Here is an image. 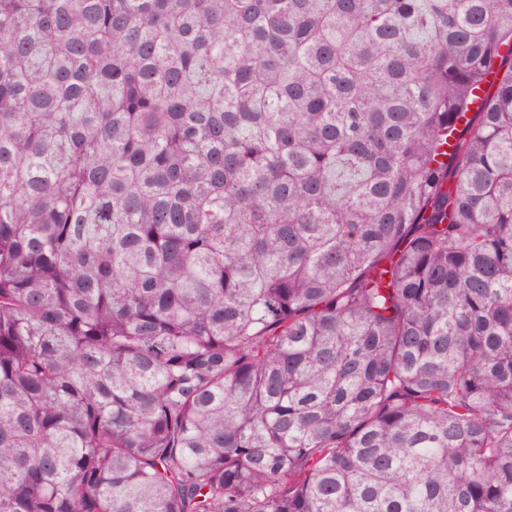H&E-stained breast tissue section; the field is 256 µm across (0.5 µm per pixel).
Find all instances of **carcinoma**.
<instances>
[{"label": "carcinoma", "instance_id": "obj_1", "mask_svg": "<svg viewBox=\"0 0 512 512\" xmlns=\"http://www.w3.org/2000/svg\"><path fill=\"white\" fill-rule=\"evenodd\" d=\"M0 512H512V0H0Z\"/></svg>", "mask_w": 512, "mask_h": 512}]
</instances>
